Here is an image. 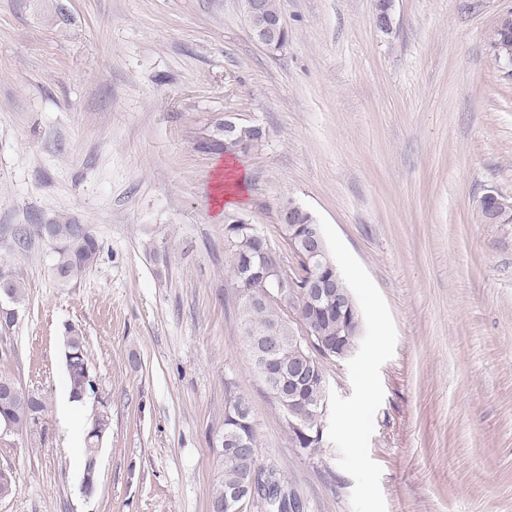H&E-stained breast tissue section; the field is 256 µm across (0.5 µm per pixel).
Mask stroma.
I'll return each instance as SVG.
<instances>
[{"instance_id":"stroma-1","label":"stroma","mask_w":512,"mask_h":512,"mask_svg":"<svg viewBox=\"0 0 512 512\" xmlns=\"http://www.w3.org/2000/svg\"><path fill=\"white\" fill-rule=\"evenodd\" d=\"M278 4L288 42L271 52L241 0H0V227L69 219L102 245L67 287L49 243L10 257L27 298L0 375L45 410L0 430V512H212L231 393L301 512H512V224L481 209L512 200V63L489 41L512 0H394L387 31L376 0ZM228 113L266 132L234 157L243 215L281 249L282 204L311 212L362 315L313 454L238 321L214 202ZM69 324L94 390L67 427Z\"/></svg>"}]
</instances>
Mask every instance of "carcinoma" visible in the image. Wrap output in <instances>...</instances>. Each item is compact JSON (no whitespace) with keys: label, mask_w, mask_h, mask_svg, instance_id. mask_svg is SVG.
<instances>
[{"label":"carcinoma","mask_w":512,"mask_h":512,"mask_svg":"<svg viewBox=\"0 0 512 512\" xmlns=\"http://www.w3.org/2000/svg\"><path fill=\"white\" fill-rule=\"evenodd\" d=\"M262 137L257 135L250 124L242 123L236 131V142L224 149V152L238 154L247 152L259 145ZM313 220L311 215H303L293 228L282 225L283 233L289 234L285 238L288 251L292 254L291 263H286L281 252L273 248L269 241L257 229L239 215H232L226 224V233L231 241V272L232 285L239 298L238 313L242 332L250 359H255L262 332L275 327L278 329L280 349L277 354L279 363L283 367L297 366L311 357V353L302 344L298 343V321L289 317L282 306L275 302H261L259 298L266 295L270 289L268 282L253 277L243 281L245 271L249 267L268 257L270 261L284 265L291 273V279L298 285H305L313 276L308 268L302 253V238L306 233L307 224ZM52 243L56 256L55 265L58 266L59 283L68 285L81 279L85 271L96 263L101 245L92 231L79 238L75 235V224L70 220L53 221L50 224ZM39 228L37 224H24L18 227L9 244V249L27 252L33 245L34 231ZM0 283L9 289L10 303L20 306L25 299V286L19 275L12 270L11 264L0 259ZM310 337L318 342L322 339H334L344 333V324L336 316H316L307 324ZM336 355L320 352L316 358L317 380L306 384L299 395V400L293 409L292 418L298 423L312 430L318 414L323 410L325 398L322 395L319 381L326 379L327 366L335 363ZM91 373L87 353L73 361L66 369L70 395L75 402L81 401L80 393L92 387L87 378ZM223 436L239 437L247 442L251 453L246 457H239L228 453L222 454L223 475L219 487L212 496V512H225L224 498L228 490L243 487L250 479H255L256 490L249 495L242 490L237 499L234 512H241L243 503L260 501L267 512H291L297 506L295 494L288 490L284 475L273 467L263 466L258 457L260 445L259 435L253 421L252 410L246 399L240 395L231 397V404L224 416Z\"/></svg>","instance_id":"1"}]
</instances>
